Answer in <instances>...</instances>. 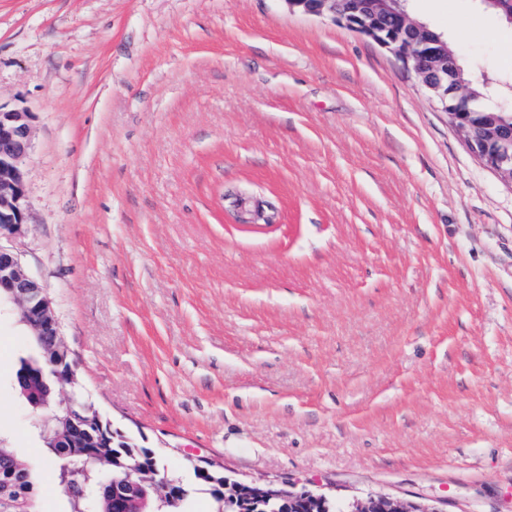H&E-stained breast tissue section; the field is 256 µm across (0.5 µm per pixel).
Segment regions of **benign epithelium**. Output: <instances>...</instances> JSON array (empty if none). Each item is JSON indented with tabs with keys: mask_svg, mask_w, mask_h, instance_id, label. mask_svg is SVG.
<instances>
[{
	"mask_svg": "<svg viewBox=\"0 0 512 512\" xmlns=\"http://www.w3.org/2000/svg\"><path fill=\"white\" fill-rule=\"evenodd\" d=\"M288 9L304 15L329 18L353 32L373 39L411 68L436 103L448 113V122L463 138L481 164L512 187V124L494 112L471 118L462 103L477 97L471 85L457 77V55L440 35L409 13L392 8L394 0H284ZM32 139L29 113L0 107V238L18 234L27 224L26 159ZM234 220L244 226L272 222V216L248 198L236 204ZM7 298L33 326L37 335L52 341L49 351L61 345L60 329L52 303L39 283L23 268L18 255L0 245V299ZM227 498L242 502V512L281 502L288 512L327 496L311 489L274 484L224 481ZM340 512H429L400 499L368 495L340 501Z\"/></svg>",
	"mask_w": 512,
	"mask_h": 512,
	"instance_id": "1",
	"label": "benign epithelium"
}]
</instances>
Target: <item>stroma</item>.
I'll return each instance as SVG.
<instances>
[{
  "instance_id": "stroma-1",
  "label": "stroma",
  "mask_w": 512,
  "mask_h": 512,
  "mask_svg": "<svg viewBox=\"0 0 512 512\" xmlns=\"http://www.w3.org/2000/svg\"><path fill=\"white\" fill-rule=\"evenodd\" d=\"M408 6L474 81L512 84V27L478 0ZM0 106L30 114L5 244L74 361L56 395L155 452L193 512L202 461L512 512V187L394 55L284 0H0ZM242 196L274 222L236 224ZM0 344L36 354L7 306ZM0 439L69 512L10 370Z\"/></svg>"
}]
</instances>
